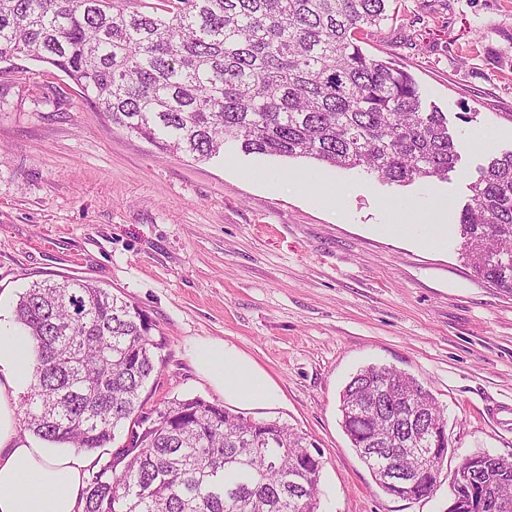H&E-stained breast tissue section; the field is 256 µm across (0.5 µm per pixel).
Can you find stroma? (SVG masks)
I'll list each match as a JSON object with an SVG mask.
<instances>
[{
	"mask_svg": "<svg viewBox=\"0 0 512 512\" xmlns=\"http://www.w3.org/2000/svg\"><path fill=\"white\" fill-rule=\"evenodd\" d=\"M394 22L364 43L415 78L447 112L460 158L447 179L387 185L359 169L245 154L197 162L113 127L63 73L0 63V293L88 279L137 306L163 367L145 397L220 396L190 348L220 338L278 385L250 413L306 433L322 453L319 512H447L459 462L512 457V294L460 255L469 185L489 155L512 150V0H394ZM273 174L276 186L253 179ZM330 182L331 207L293 183ZM448 202V247L375 233ZM416 376L447 417L448 455L429 496L374 482L341 427L339 396L361 367Z\"/></svg>",
	"mask_w": 512,
	"mask_h": 512,
	"instance_id": "35a3bbf8",
	"label": "stroma"
}]
</instances>
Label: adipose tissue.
Masks as SVG:
<instances>
[{
    "instance_id": "obj_1",
    "label": "adipose tissue",
    "mask_w": 512,
    "mask_h": 512,
    "mask_svg": "<svg viewBox=\"0 0 512 512\" xmlns=\"http://www.w3.org/2000/svg\"><path fill=\"white\" fill-rule=\"evenodd\" d=\"M428 220L421 237L414 236L403 211L396 223L379 225L378 230L435 249L448 240L444 208L436 207ZM32 346L30 336L0 317V512H83L92 458L39 445L17 429L18 399L31 383ZM191 356L198 376L231 404L264 408L281 396L264 370L224 340H198Z\"/></svg>"
}]
</instances>
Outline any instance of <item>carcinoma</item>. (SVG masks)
Returning a JSON list of instances; mask_svg holds the SVG:
<instances>
[{
    "label": "carcinoma",
    "instance_id": "cac0c4a2",
    "mask_svg": "<svg viewBox=\"0 0 512 512\" xmlns=\"http://www.w3.org/2000/svg\"><path fill=\"white\" fill-rule=\"evenodd\" d=\"M0 0V63L25 58L64 73L112 125L196 161L245 154L360 168L402 186L448 179L460 145L414 78L361 42L392 19L390 0ZM459 225L464 255L512 293V151L489 157ZM33 340L24 428L97 457L84 512H318L323 461L305 434L201 397L147 407L162 343L131 303L82 279L35 283L14 309ZM342 428L385 493L417 500L448 454L443 409L414 376L370 365L340 394ZM425 409L426 446L409 481L386 478L404 447L401 409ZM448 512H505L512 458H464Z\"/></svg>",
    "mask_w": 512,
    "mask_h": 512
}]
</instances>
